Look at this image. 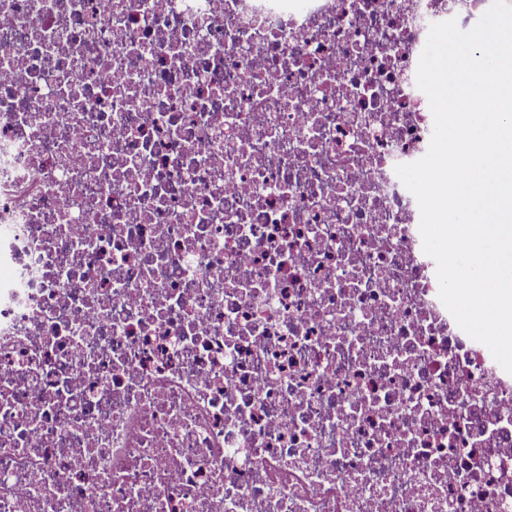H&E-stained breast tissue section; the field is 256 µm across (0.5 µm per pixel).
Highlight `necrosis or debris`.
<instances>
[{
	"instance_id": "1",
	"label": "necrosis or debris",
	"mask_w": 512,
	"mask_h": 512,
	"mask_svg": "<svg viewBox=\"0 0 512 512\" xmlns=\"http://www.w3.org/2000/svg\"><path fill=\"white\" fill-rule=\"evenodd\" d=\"M491 2L0 0V512H512L395 173Z\"/></svg>"
}]
</instances>
